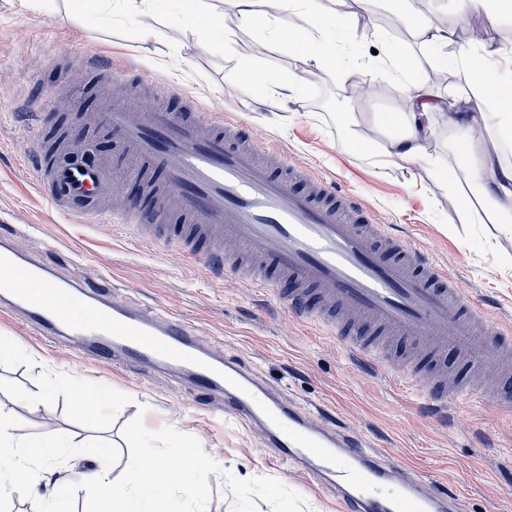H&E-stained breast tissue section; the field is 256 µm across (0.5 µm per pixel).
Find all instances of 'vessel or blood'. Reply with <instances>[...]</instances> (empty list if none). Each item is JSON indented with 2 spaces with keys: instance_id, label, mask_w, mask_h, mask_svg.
<instances>
[{
  "instance_id": "b4317fda",
  "label": "vessel or blood",
  "mask_w": 512,
  "mask_h": 512,
  "mask_svg": "<svg viewBox=\"0 0 512 512\" xmlns=\"http://www.w3.org/2000/svg\"><path fill=\"white\" fill-rule=\"evenodd\" d=\"M152 84L156 102L110 101L89 123L120 137L125 178L159 182L186 224L167 234L158 208L117 194L111 165L79 160V153L91 152V142L49 152L38 131L27 152L58 214L99 223L98 202L111 201L113 223L143 240L176 243L205 272L224 262V242L233 240L250 258L235 265L243 278L279 289L292 313L322 323L355 359L383 373L391 361L374 341L351 335L355 319L436 351L453 349L478 371L512 360V334L491 328L486 308L467 296L454 269L379 224L359 196L295 164L279 148L262 147L247 123L206 111L188 93L180 94L178 111L160 107L170 86L160 78ZM297 181L306 182L305 191L294 190ZM311 292L322 307L305 306ZM0 304L22 310L39 335L80 337V350L90 359L148 362L191 378L206 394L223 392L226 414L257 431L281 465L333 489L345 512L457 508L455 496L371 450L354 430L336 428L271 391L237 357L204 347L190 323L132 309L87 279L18 251L3 235ZM409 374L430 388L434 410L456 396L419 368Z\"/></svg>"
}]
</instances>
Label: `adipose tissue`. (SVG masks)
Listing matches in <instances>:
<instances>
[{
	"label": "adipose tissue",
	"mask_w": 512,
	"mask_h": 512,
	"mask_svg": "<svg viewBox=\"0 0 512 512\" xmlns=\"http://www.w3.org/2000/svg\"><path fill=\"white\" fill-rule=\"evenodd\" d=\"M276 10L295 11L302 23L295 32L302 43L304 65L341 70L346 58L336 46V35L347 24L344 15L331 22H320L316 0H274ZM91 9L98 21L110 22L113 16L121 20L142 21L159 16L165 10L188 14L216 28L221 24L208 0H93ZM425 44L429 49L445 48L447 62L462 71L470 85L477 88L491 104L488 112H469L463 101L448 105L446 118L449 127L471 132L495 124L497 136L512 137V51L499 45L491 35L462 47L455 44L452 29L433 25L429 19L419 21ZM378 65L394 70L404 82L405 109L389 114L383 124L384 144L371 147L370 155L396 163H424L430 166V183L462 201L480 199L497 211L504 231L512 232V163L504 161L500 150H492L479 162H471L466 144H458L447 156L430 153L434 135L427 119L431 109L440 105L424 80L414 78L413 64L399 53L391 52L380 58ZM93 456L108 460L107 446L96 444L71 451L55 438L40 442L31 450L23 428L17 419L0 416V500L25 491L29 481L38 479L42 465L56 466L59 478L52 496L41 499L39 512H69L67 474L73 458ZM219 461L189 451L182 474L174 477L159 472L149 475L142 465H135L120 481L112 480L109 468H101L93 477L96 486L87 512H191L200 506L199 491L203 474L220 469Z\"/></svg>",
	"instance_id": "obj_1"
}]
</instances>
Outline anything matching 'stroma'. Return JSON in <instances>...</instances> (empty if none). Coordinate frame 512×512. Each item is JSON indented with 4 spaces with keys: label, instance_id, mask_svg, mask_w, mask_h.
<instances>
[{
    "label": "stroma",
    "instance_id": "35a3bbf8",
    "mask_svg": "<svg viewBox=\"0 0 512 512\" xmlns=\"http://www.w3.org/2000/svg\"><path fill=\"white\" fill-rule=\"evenodd\" d=\"M210 2L223 12L229 39L198 40L186 18L173 11L155 22L156 36L144 38L132 22L90 24L72 0H39L32 7L0 0V234L14 233L20 250L110 288L117 300L190 321L204 343L241 358L268 386L299 403L328 406L337 423L356 430L370 448L419 471L440 490L459 493V512H512V416L495 406V368L479 377L446 358L449 382H469L473 394L437 415L424 391L356 361L321 325L292 315L276 290L230 272L205 273L175 246L140 244L112 225L59 216L38 192L26 157V111L34 102L47 141L90 136L89 160L118 164L120 145L89 133L85 117L106 99L137 90L140 76H156L194 95L205 110L242 119L263 142L360 196L379 223L452 266L486 304L491 321L512 330V234L501 230L497 213L487 209L481 222L466 223L457 198L429 191L425 168L388 164L341 144L349 121L377 138L383 117L400 111L402 84L375 66L378 55L392 50L414 59L436 95L462 94L471 111H485L463 73L437 63L425 47L416 16L443 15L461 43L476 28L510 47L512 16L493 17L485 0H475L464 19L454 0H417L413 16L396 12L387 0H377L367 13L356 0H322L324 16L340 12L350 19L337 43L353 67L336 72L304 68L294 48L275 39L274 29L244 23L224 0ZM258 42L264 52L255 51ZM85 50L127 69L89 75L80 59ZM248 65L272 76L302 75L303 94L287 101L264 93L240 78ZM365 84L377 89L369 100L348 91ZM431 124L433 155L447 154L464 138L477 161L491 145L490 130L464 136L438 114ZM0 341L9 345L0 352V413L19 419L31 441L107 445L117 480L146 450L173 472L185 466L188 449L197 448L224 463L202 486L204 512H343L336 494L284 472L248 425L225 415L222 395H202L189 381L141 362L85 359L62 340L33 334L13 311L0 309ZM73 378L88 393H107L97 415L76 411L68 386ZM50 382L53 397L40 403ZM22 393L32 397L24 406L17 402Z\"/></svg>",
    "mask_w": 512,
    "mask_h": 512
}]
</instances>
